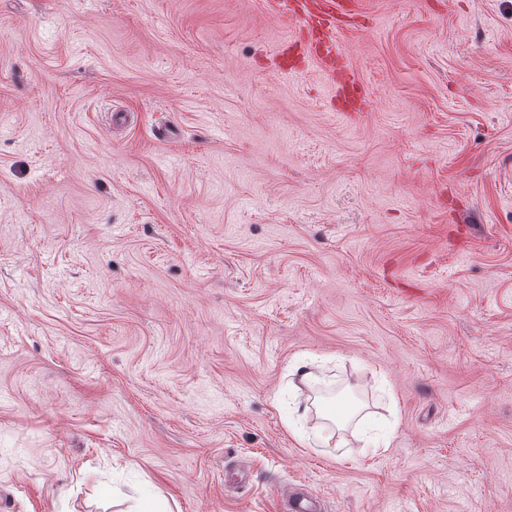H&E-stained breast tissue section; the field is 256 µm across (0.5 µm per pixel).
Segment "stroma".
Instances as JSON below:
<instances>
[{
  "mask_svg": "<svg viewBox=\"0 0 512 512\" xmlns=\"http://www.w3.org/2000/svg\"><path fill=\"white\" fill-rule=\"evenodd\" d=\"M361 3L0 0L6 512H512V0ZM356 3L348 0H323L317 6L319 14L307 9L302 4V8L295 10L290 15V19L295 24V36H292L295 38V42L300 40L304 42V37L309 33L316 37L319 25H323L327 29L328 33H324L325 38L322 41H314L313 38L306 45L309 52L323 65L325 75L330 82L339 85L341 90L347 87L362 88L359 81L344 70L342 65L337 66L341 63L342 49L335 38V31L338 29L337 22ZM319 15L324 18L326 24L321 23ZM287 505L289 512H322V500L319 496L295 487L288 491Z\"/></svg>",
  "mask_w": 512,
  "mask_h": 512,
  "instance_id": "obj_1",
  "label": "stroma"
}]
</instances>
